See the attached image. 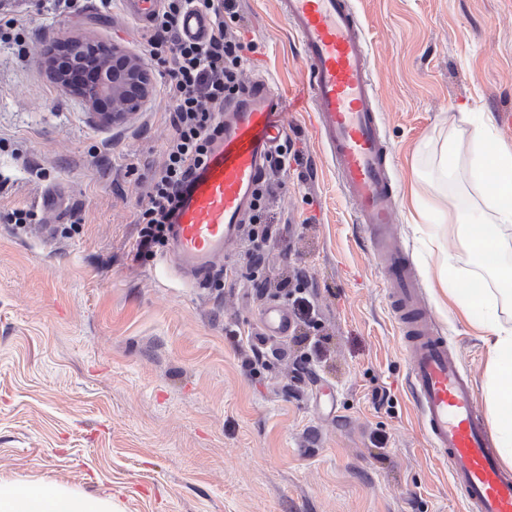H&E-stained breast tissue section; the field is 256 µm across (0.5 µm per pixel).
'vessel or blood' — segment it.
<instances>
[{
	"label": "vessel or blood",
	"mask_w": 512,
	"mask_h": 512,
	"mask_svg": "<svg viewBox=\"0 0 512 512\" xmlns=\"http://www.w3.org/2000/svg\"><path fill=\"white\" fill-rule=\"evenodd\" d=\"M161 5L162 0H122L126 16L142 29ZM279 8L307 60L305 84L320 142L357 223L366 227L393 315L404 329L410 387L428 446L447 461L452 486L470 512H512V471L501 466L473 382L436 329L419 276L390 232L396 221L395 173L382 135L371 49L353 2L279 0ZM209 27L208 17L193 10L178 22L186 39H204ZM246 87L239 101L225 107L224 140L174 218L166 257L187 278L214 271L237 241L255 183L287 132L277 114L280 101L266 81L252 78ZM260 320L271 335L290 330L281 304H264Z\"/></svg>",
	"instance_id": "1"
}]
</instances>
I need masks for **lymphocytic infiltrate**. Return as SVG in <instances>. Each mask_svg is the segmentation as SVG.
Here are the masks:
<instances>
[{
    "label": "lymphocytic infiltrate",
    "instance_id": "f902f5d3",
    "mask_svg": "<svg viewBox=\"0 0 512 512\" xmlns=\"http://www.w3.org/2000/svg\"><path fill=\"white\" fill-rule=\"evenodd\" d=\"M188 9L209 16V39L200 42L180 37L178 19ZM235 16V0H164L144 35L149 60L166 79L172 135L162 169L138 201L135 259L168 246L179 199L206 167L214 146L224 138L225 106L245 90L246 44L228 25ZM272 194L268 179H260L249 208L252 228L245 238L246 265L259 296H266L268 287H276L278 300L293 310L300 323L293 343L307 344L311 355L322 359L328 354L324 339L309 336L310 330L320 325L313 305L300 296L288 275L274 279L263 270V255L278 238V230L266 213Z\"/></svg>",
    "mask_w": 512,
    "mask_h": 512
}]
</instances>
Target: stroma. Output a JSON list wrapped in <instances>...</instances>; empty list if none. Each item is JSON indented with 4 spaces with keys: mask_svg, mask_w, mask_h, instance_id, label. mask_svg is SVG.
Returning a JSON list of instances; mask_svg holds the SVG:
<instances>
[{
    "mask_svg": "<svg viewBox=\"0 0 512 512\" xmlns=\"http://www.w3.org/2000/svg\"><path fill=\"white\" fill-rule=\"evenodd\" d=\"M237 5L244 74L279 96L302 156L269 200L280 237L264 264L304 272L330 358L301 381L275 359L258 374L244 366L248 333L265 328L242 244L224 257L220 294L160 256L134 260L136 201L172 132L163 81L126 120L101 123L52 79L45 51L81 37L141 58V30L98 0L28 5L33 64L0 45V479L108 494L121 512H467L418 424L379 264L315 129L299 39L276 0ZM354 5L396 167L395 232L483 411L489 341L439 273L451 253L471 281L498 282L411 195L432 178L418 144L452 133L467 150L472 129L452 131V114L488 113L512 146V0ZM28 209L38 226L11 221Z\"/></svg>",
    "mask_w": 512,
    "mask_h": 512,
    "instance_id": "1",
    "label": "stroma"
}]
</instances>
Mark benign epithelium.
I'll use <instances>...</instances> for the list:
<instances>
[{"label": "benign epithelium", "instance_id": "benign-epithelium-1", "mask_svg": "<svg viewBox=\"0 0 512 512\" xmlns=\"http://www.w3.org/2000/svg\"><path fill=\"white\" fill-rule=\"evenodd\" d=\"M63 46L67 55L77 62L75 68L91 66L95 75L89 81L76 83L64 74L60 85L96 111L101 122L118 123L140 109L152 86L151 73L140 59L118 46L110 47L109 56L103 57L97 45L80 39L67 40ZM103 102L111 104L109 111H99Z\"/></svg>", "mask_w": 512, "mask_h": 512}]
</instances>
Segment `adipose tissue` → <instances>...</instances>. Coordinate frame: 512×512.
<instances>
[{"label": "adipose tissue", "instance_id": "obj_1", "mask_svg": "<svg viewBox=\"0 0 512 512\" xmlns=\"http://www.w3.org/2000/svg\"><path fill=\"white\" fill-rule=\"evenodd\" d=\"M458 120L474 127L468 169L482 189V207L460 209L446 195L438 211L454 228L460 247L476 256L502 286L498 289L460 287L461 270L454 257L444 260L447 285L464 313L479 312V330L493 338L489 349L487 409L502 461L512 466V323L500 313L512 303V261L506 260L502 227L512 224V147L493 137L491 122L479 112L460 113ZM0 512H117L111 497L95 496L38 480L0 481Z\"/></svg>", "mask_w": 512, "mask_h": 512}]
</instances>
